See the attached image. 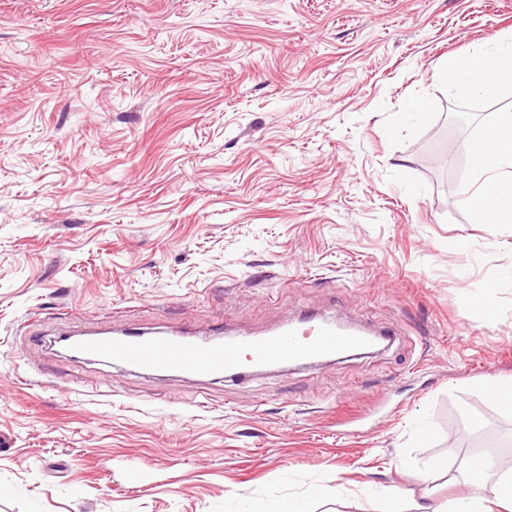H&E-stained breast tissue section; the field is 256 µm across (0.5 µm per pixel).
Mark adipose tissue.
Wrapping results in <instances>:
<instances>
[{"mask_svg": "<svg viewBox=\"0 0 512 512\" xmlns=\"http://www.w3.org/2000/svg\"><path fill=\"white\" fill-rule=\"evenodd\" d=\"M443 73L459 94L492 98L512 88V37L495 43L482 55L451 56ZM488 150L473 164L470 179L459 189L472 221L494 227L512 223V110L497 113L476 137ZM490 456L468 466L469 492L447 500L433 496L418 504L417 512H512V471L493 475Z\"/></svg>", "mask_w": 512, "mask_h": 512, "instance_id": "ef3b65f1", "label": "adipose tissue"}]
</instances>
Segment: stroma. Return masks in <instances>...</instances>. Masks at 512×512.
<instances>
[{
	"label": "stroma",
	"instance_id": "1",
	"mask_svg": "<svg viewBox=\"0 0 512 512\" xmlns=\"http://www.w3.org/2000/svg\"><path fill=\"white\" fill-rule=\"evenodd\" d=\"M507 33L512 0H0V512H246L333 478L314 512H374L370 485L411 512L490 443L512 469L484 393L512 378V224L458 196L512 91L441 73ZM306 313L394 339L243 381L58 341Z\"/></svg>",
	"mask_w": 512,
	"mask_h": 512
}]
</instances>
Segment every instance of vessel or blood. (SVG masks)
Masks as SVG:
<instances>
[{"label":"vessel or blood","mask_w":512,"mask_h":512,"mask_svg":"<svg viewBox=\"0 0 512 512\" xmlns=\"http://www.w3.org/2000/svg\"><path fill=\"white\" fill-rule=\"evenodd\" d=\"M77 344L84 357L95 361L213 380L240 374L247 363L263 367L321 363L368 346L361 335L328 321L230 340L189 341L180 333L101 331L83 335Z\"/></svg>","instance_id":"obj_1"}]
</instances>
